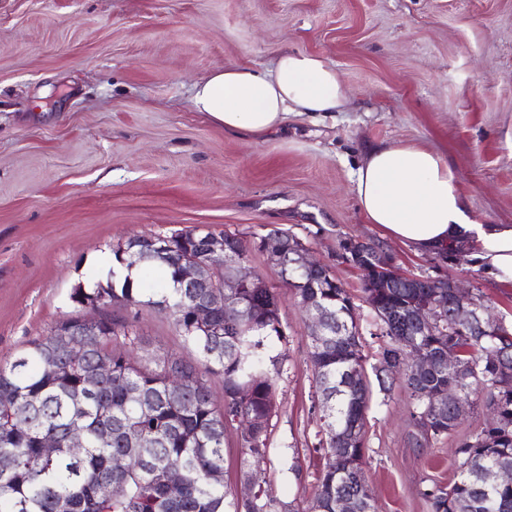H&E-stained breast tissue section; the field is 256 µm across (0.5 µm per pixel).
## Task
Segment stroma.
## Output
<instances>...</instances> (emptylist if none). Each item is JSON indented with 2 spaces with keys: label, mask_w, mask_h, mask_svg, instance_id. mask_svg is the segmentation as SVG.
<instances>
[{
  "label": "stroma",
  "mask_w": 512,
  "mask_h": 512,
  "mask_svg": "<svg viewBox=\"0 0 512 512\" xmlns=\"http://www.w3.org/2000/svg\"><path fill=\"white\" fill-rule=\"evenodd\" d=\"M285 51L331 64L346 105L258 137L195 111L212 72H267ZM412 142L454 168L474 222L512 224V0H0V364L73 313V288L105 280L113 246L194 228L291 231L351 289L359 276L337 264L338 242L372 241L511 323V282L415 253L367 220L363 157ZM280 315L288 358L255 472L304 510L323 463L310 327L286 291ZM137 331L147 354L196 358L165 314L143 312ZM367 379L376 512H432L422 490L456 479L459 461L447 442L417 447L407 394Z\"/></svg>",
  "instance_id": "obj_1"
}]
</instances>
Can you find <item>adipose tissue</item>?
Wrapping results in <instances>:
<instances>
[{
	"instance_id": "adipose-tissue-1",
	"label": "adipose tissue",
	"mask_w": 512,
	"mask_h": 512,
	"mask_svg": "<svg viewBox=\"0 0 512 512\" xmlns=\"http://www.w3.org/2000/svg\"><path fill=\"white\" fill-rule=\"evenodd\" d=\"M348 92L335 68L307 52H284L272 72L227 67L196 84L193 105L225 131L259 136L292 113L333 112ZM356 192L370 223L415 252L433 254L448 242L498 280L512 282V225L471 220L458 178L446 159L414 144L372 150L360 164Z\"/></svg>"
}]
</instances>
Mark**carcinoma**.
<instances>
[{
	"mask_svg": "<svg viewBox=\"0 0 512 512\" xmlns=\"http://www.w3.org/2000/svg\"><path fill=\"white\" fill-rule=\"evenodd\" d=\"M279 236L299 246L302 241L288 230L274 228L249 241L224 233V251L249 261L251 250H266V240ZM210 234L186 231L166 237L163 247L152 248L142 239L130 238L112 250L115 261L128 269H140V279L117 284L116 271L106 284L92 289L76 287L70 299L76 308L117 306L122 315H106L98 334L84 336L86 350L74 359L68 346L74 337L60 331L79 327L80 314L68 315L48 334L34 339L7 366L0 365V512H299L277 497L268 485L259 486L249 499H239L223 483L208 475L224 471V445L234 429L242 443L240 481L251 476V466L268 455V431L278 411V382L286 354H268L267 342L284 338L280 318L279 289L227 288L226 297L246 306L245 313L227 324L224 305L213 308L211 321L200 325L196 309L209 299L208 288H185L179 277L182 259L204 263ZM440 261L465 262L464 251L454 242L437 253ZM392 259L375 243L341 239L336 260L366 267L360 276L362 300L369 308L378 346L376 377L385 391L399 387L412 399L411 419L425 443L446 439L461 459V472L448 487L434 485L421 492L433 512H512V487H493L485 482L487 470L512 463V327L501 324L491 334H477L473 319L445 295L447 307L439 321L425 330L415 328L403 314L432 298L440 281L424 276L411 287L393 286L375 276L373 268ZM167 273L171 288H156L146 296L143 277ZM282 287L297 304L317 298L326 312V332L310 336L309 360L313 369L312 409L320 414L319 450L324 464L317 477L312 512H336V503L352 497L357 512H374L367 500L363 464L367 448L366 414L368 384L341 387L349 370L364 372L367 356L361 343V306L331 267L289 276L279 269ZM165 313L198 353L193 364L176 353L161 360L144 359L135 352L141 343L135 323L142 311ZM413 335L419 348L430 354L454 348L462 369L455 377L436 371L424 379L426 392L418 388L403 368L407 357L402 343ZM112 359V374L96 382L92 394L83 395L85 375L98 360ZM180 376L174 392L168 379ZM222 382V397L211 390L210 378ZM465 399L480 401L493 420L485 421L471 436L456 435L460 422L452 407L438 406L437 396L448 385ZM137 392V399L129 391ZM247 401L238 399L241 391ZM354 427L361 436L348 448L336 446V435ZM84 432L86 448L75 457L64 447L75 429ZM112 432V442L97 439L100 429ZM54 436L63 448L44 457L37 442ZM127 459V468L112 472V457ZM120 479L126 495L100 500L94 489L100 482ZM174 483L181 495L171 498L165 487Z\"/></svg>",
	"mask_w": 512,
	"mask_h": 512,
	"instance_id": "1",
	"label": "carcinoma"
}]
</instances>
